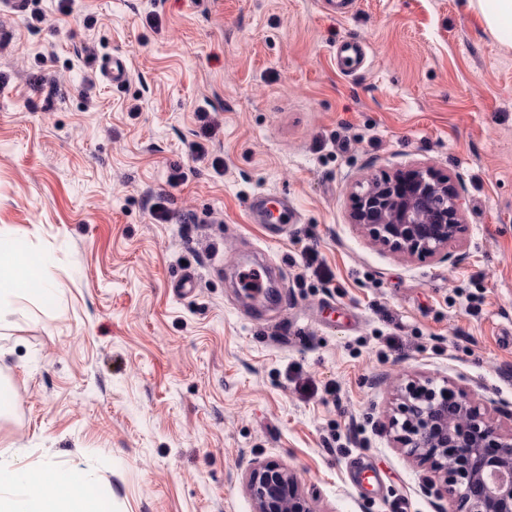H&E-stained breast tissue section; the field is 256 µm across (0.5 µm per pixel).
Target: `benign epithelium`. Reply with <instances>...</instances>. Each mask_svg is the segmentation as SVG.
Instances as JSON below:
<instances>
[{"mask_svg":"<svg viewBox=\"0 0 512 512\" xmlns=\"http://www.w3.org/2000/svg\"><path fill=\"white\" fill-rule=\"evenodd\" d=\"M352 198L353 223L390 251L449 260L448 245L463 240L460 194L433 167L373 178ZM401 414L398 442L439 475L450 512H512V435L446 387L406 388ZM247 485L256 512H313L296 477L277 463L252 468Z\"/></svg>","mask_w":512,"mask_h":512,"instance_id":"7a95c632","label":"benign epithelium"}]
</instances>
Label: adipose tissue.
Here are the masks:
<instances>
[{
  "instance_id": "adipose-tissue-1",
  "label": "adipose tissue",
  "mask_w": 512,
  "mask_h": 512,
  "mask_svg": "<svg viewBox=\"0 0 512 512\" xmlns=\"http://www.w3.org/2000/svg\"><path fill=\"white\" fill-rule=\"evenodd\" d=\"M58 288L45 259L26 256L13 234L0 227V313L12 310L16 299L47 296ZM0 512H101L98 501L79 489L60 486L52 462L36 466L0 452Z\"/></svg>"
}]
</instances>
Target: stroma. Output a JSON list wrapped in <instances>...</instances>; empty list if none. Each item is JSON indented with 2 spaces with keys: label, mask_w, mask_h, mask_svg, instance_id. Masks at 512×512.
I'll return each instance as SVG.
<instances>
[{
  "label": "stroma",
  "mask_w": 512,
  "mask_h": 512,
  "mask_svg": "<svg viewBox=\"0 0 512 512\" xmlns=\"http://www.w3.org/2000/svg\"><path fill=\"white\" fill-rule=\"evenodd\" d=\"M28 2L0 6V225L59 290L0 320V451L105 512H254L267 461L314 512H449L392 418L430 381L512 433V48L467 0ZM411 166L459 190L450 260L351 222L357 183ZM267 193L294 212L274 239ZM252 265L277 302L239 288ZM273 208L277 210L279 213L277 223L278 224H286L288 222V216L292 213L291 207L288 204V197L286 196H276V195H258L249 202L248 210L250 216L254 220L263 219L266 223L269 220V213L273 212ZM278 224H269L271 225V230L269 233L271 237L277 236L278 233L275 232Z\"/></svg>",
  "instance_id": "35a3bbf8"
}]
</instances>
